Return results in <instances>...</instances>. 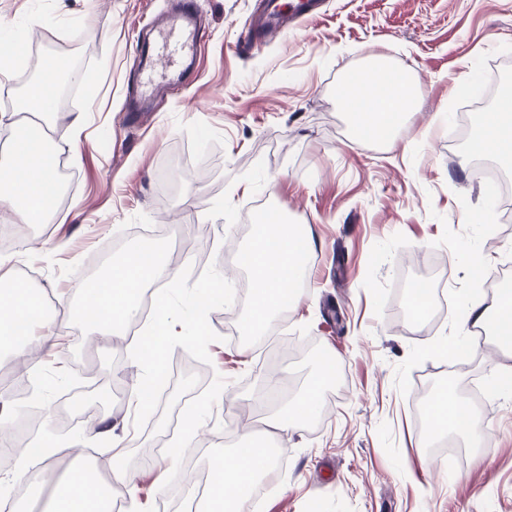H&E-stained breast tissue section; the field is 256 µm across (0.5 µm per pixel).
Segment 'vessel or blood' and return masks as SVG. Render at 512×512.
Returning <instances> with one entry per match:
<instances>
[{
    "label": "vessel or blood",
    "instance_id": "obj_1",
    "mask_svg": "<svg viewBox=\"0 0 512 512\" xmlns=\"http://www.w3.org/2000/svg\"><path fill=\"white\" fill-rule=\"evenodd\" d=\"M319 7V0H261L248 26L267 36L278 35L315 17ZM199 49L195 0H177L176 13L165 23L153 24L139 43V83L143 97L131 101L130 111H146L145 96L153 91L160 67H175L176 78H183L185 72L193 71Z\"/></svg>",
    "mask_w": 512,
    "mask_h": 512
}]
</instances>
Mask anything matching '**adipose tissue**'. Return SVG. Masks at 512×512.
I'll return each mask as SVG.
<instances>
[{
    "label": "adipose tissue",
    "mask_w": 512,
    "mask_h": 512,
    "mask_svg": "<svg viewBox=\"0 0 512 512\" xmlns=\"http://www.w3.org/2000/svg\"><path fill=\"white\" fill-rule=\"evenodd\" d=\"M59 63L47 57L43 77L32 84L18 111L1 112L0 127L16 128L9 146V159L0 167V205L7 207L22 224L41 223L47 192L55 181V159L30 139L20 114L50 116L55 95L48 89V78L57 75ZM336 99L348 121L361 138L396 145L394 136L411 112L414 91L402 76L388 75L384 63L370 59L336 88ZM472 148L500 164L512 167V92L497 96L493 106L479 116ZM296 225L271 218L257 225L251 243L237 257L235 268L251 278V306L247 319L252 335L262 334L292 298L299 296L308 272L307 260L299 259L300 240ZM7 262L0 256V350L16 356L54 346L56 338L46 317L34 310L28 283L2 274ZM461 319L464 326L485 328L502 349L512 350V289H500L493 300L478 295L465 298ZM26 322L24 339L12 336L16 322ZM332 367L320 359L306 388L284 403L271 419L274 430L295 428L321 411V392ZM432 434L453 432L466 438L481 434L479 418L453 388H443L430 405ZM272 465L269 452L260 441L244 435L232 454L218 458L213 470L222 478L214 482L210 512H250L245 488ZM50 512H107L97 482L85 476L83 465H76L69 481L56 493Z\"/></svg>",
    "instance_id": "1"
}]
</instances>
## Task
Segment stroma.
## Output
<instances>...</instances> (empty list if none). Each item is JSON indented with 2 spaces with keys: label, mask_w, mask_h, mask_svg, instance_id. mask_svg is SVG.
<instances>
[{
  "label": "stroma",
  "mask_w": 512,
  "mask_h": 512,
  "mask_svg": "<svg viewBox=\"0 0 512 512\" xmlns=\"http://www.w3.org/2000/svg\"><path fill=\"white\" fill-rule=\"evenodd\" d=\"M173 2L0 0V43L26 49L0 72L8 93L0 112L39 79L46 57L78 71L48 120L71 187L52 223L32 225L8 247L9 273L29 271L48 301L57 343L26 361L0 359L15 392L6 411L20 410L38 374L36 409L75 450L0 475V512H40L77 459L123 491L95 424L69 410L98 391L126 469L137 473L149 512H160L182 486L162 477L163 467L184 463L174 414L202 411L207 451L196 463L209 468L238 448L243 430H264L269 372H287L292 396L329 353L338 381L323 392L322 415L268 438L284 459L253 512H512V391L491 387L495 373L512 369V353L456 321L467 295L497 294L471 276L472 255L489 275L512 259V222L502 221L494 187L461 143L459 110L465 99L491 108L512 80V0H324L320 17L249 48L244 28L257 0H196L198 71L178 92L160 89L131 120L121 106L137 81L142 27ZM374 52L406 63L417 100L395 148L357 137L336 100L337 84ZM261 200L300 225L315 251L300 296L258 341L244 332L247 275L231 266L252 240L246 221ZM138 237L170 238L169 263L195 278L211 266L228 270L238 288L232 307L208 315L220 336L210 364L187 365L175 348L185 367L153 428L141 431L126 418L141 378L132 341L70 321L90 262ZM423 275L440 281L447 311L419 328L403 295ZM445 386L470 400L483 430L454 466L429 450L417 411L424 392Z\"/></svg>",
  "instance_id": "1"
}]
</instances>
